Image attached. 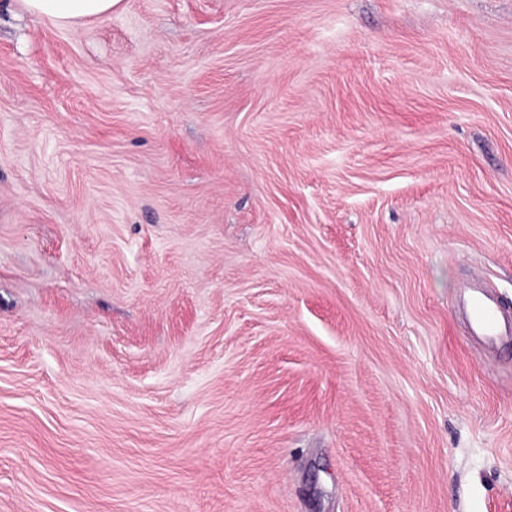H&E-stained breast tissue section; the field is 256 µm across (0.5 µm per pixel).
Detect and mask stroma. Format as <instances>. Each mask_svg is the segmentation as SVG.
<instances>
[{
	"label": "stroma",
	"instance_id": "stroma-1",
	"mask_svg": "<svg viewBox=\"0 0 512 512\" xmlns=\"http://www.w3.org/2000/svg\"><path fill=\"white\" fill-rule=\"evenodd\" d=\"M512 0L0 10V512H512ZM22 11L75 28L88 18L110 15L121 0H8ZM473 288L477 289L466 304L469 334L486 339L506 335L512 329L511 313L500 305L483 281L479 280Z\"/></svg>",
	"mask_w": 512,
	"mask_h": 512
}]
</instances>
